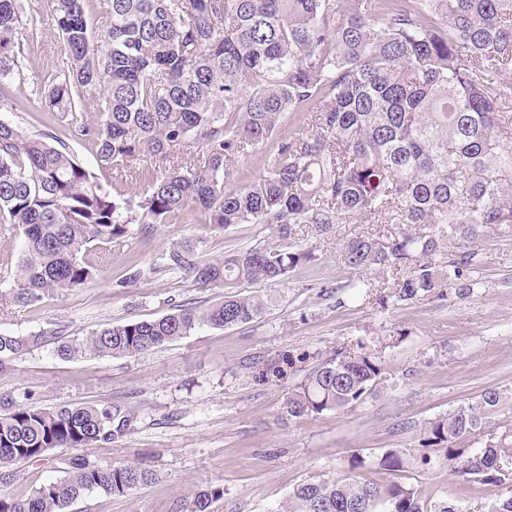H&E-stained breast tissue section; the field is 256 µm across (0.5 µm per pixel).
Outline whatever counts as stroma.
Wrapping results in <instances>:
<instances>
[{"mask_svg":"<svg viewBox=\"0 0 512 512\" xmlns=\"http://www.w3.org/2000/svg\"><path fill=\"white\" fill-rule=\"evenodd\" d=\"M25 22L22 72L0 118L63 140L86 167L98 170L93 155L36 92L62 52L47 0H26ZM366 230L337 224L319 236L300 227L296 242L313 247V260L282 282L241 288L246 295L276 296L265 315L223 329L205 326L136 357L65 361L54 353L55 340L155 319L178 305L203 309L222 301L223 289L161 270L163 255L187 238L202 241L209 259L274 245L273 225L220 229L198 223L193 213L179 224H134L113 243L88 287L45 298L34 309L0 300V333L45 337L41 347L0 372V396L42 407L112 402L137 414L133 429L112 444L62 448L18 465L14 480L0 484V495L28 497L78 455L100 465L135 464L152 471L153 479L120 497L94 490L69 512H189L202 490L215 493L209 512H276L310 480L354 475L393 481L374 461L391 448L421 453L428 423L475 402L484 389L509 395L490 429H512V237L460 242L461 250L478 254V286L469 296L383 306L379 299L390 294L391 275L369 274V288L354 289L357 274L343 257L347 241ZM361 338L386 365L373 394L353 407L288 417V394L316 359ZM355 456L366 467L350 469ZM404 477L423 498L448 500L460 512H490L512 496V484L467 482L439 459Z\"/></svg>","mask_w":512,"mask_h":512,"instance_id":"35a3bbf8","label":"stroma"}]
</instances>
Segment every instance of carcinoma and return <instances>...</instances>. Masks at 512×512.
I'll list each match as a JSON object with an SVG mask.
<instances>
[{
	"label": "carcinoma",
	"mask_w": 512,
	"mask_h": 512,
	"mask_svg": "<svg viewBox=\"0 0 512 512\" xmlns=\"http://www.w3.org/2000/svg\"><path fill=\"white\" fill-rule=\"evenodd\" d=\"M92 0H48L63 57L40 86L47 107L81 136L98 166L124 183L147 152L159 173L147 186L113 194L65 143L0 119V225L20 231L10 302L33 308L50 294L90 283L113 241L131 224H273L285 245H258L216 260L175 243L166 268L224 289L206 309L179 307L153 320L58 340L63 360L137 356L203 326L231 327L261 316L271 299L244 296L243 283L277 282L313 258L293 243L300 224L323 235L335 224H375L350 239L345 263L386 272L392 298L411 303L464 297L477 285L478 253L459 241L512 236V0H109L101 33ZM24 0H0V99L22 70ZM96 106V120L86 108ZM307 122L278 136L286 113ZM272 144L265 173L227 184L250 150ZM196 157L171 163L180 147ZM42 335L0 333V371L40 345ZM385 370L362 340L325 356L289 392L298 418L363 402ZM503 392L429 423L424 448L479 484L512 481V430L485 433ZM134 415L119 405L41 407L0 400V484L24 458L57 448L110 444ZM470 437L480 447L459 446ZM427 465L425 454L388 451L387 472ZM153 473L81 457L26 498L0 497V512H67L94 489L124 496ZM275 512H460L428 504L412 484L321 478L298 486Z\"/></svg>",
	"instance_id": "obj_1"
}]
</instances>
